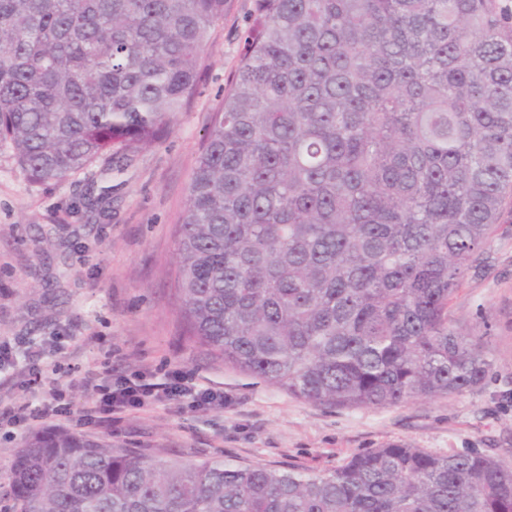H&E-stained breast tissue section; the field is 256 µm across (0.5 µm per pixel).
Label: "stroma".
<instances>
[{
	"label": "stroma",
	"mask_w": 512,
	"mask_h": 512,
	"mask_svg": "<svg viewBox=\"0 0 512 512\" xmlns=\"http://www.w3.org/2000/svg\"><path fill=\"white\" fill-rule=\"evenodd\" d=\"M254 0H227L202 55L198 93L151 147L108 171L99 160L60 182L32 181L0 147V343L31 340L43 371L114 361L195 371L223 387L224 406L173 404L87 424L95 397L80 373L58 375L70 417L57 428L148 456L192 464L231 459L324 474L368 448L404 442L433 453L476 450L512 469V212L465 276L450 306L491 363L478 389L394 407L326 408L239 372L186 342L175 289L176 226L211 117L238 67ZM27 429L0 426V512Z\"/></svg>",
	"instance_id": "stroma-1"
}]
</instances>
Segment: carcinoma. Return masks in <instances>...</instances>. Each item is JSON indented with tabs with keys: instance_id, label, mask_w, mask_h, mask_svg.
I'll list each match as a JSON object with an SVG mask.
<instances>
[{
	"instance_id": "cac0c4a2",
	"label": "carcinoma",
	"mask_w": 512,
	"mask_h": 512,
	"mask_svg": "<svg viewBox=\"0 0 512 512\" xmlns=\"http://www.w3.org/2000/svg\"><path fill=\"white\" fill-rule=\"evenodd\" d=\"M224 0H0V145L35 182L155 144ZM512 209V16L497 0H255L177 225L184 336L329 408L462 394L448 307ZM19 512H512V469L403 442L335 470L172 463L49 429Z\"/></svg>"
}]
</instances>
